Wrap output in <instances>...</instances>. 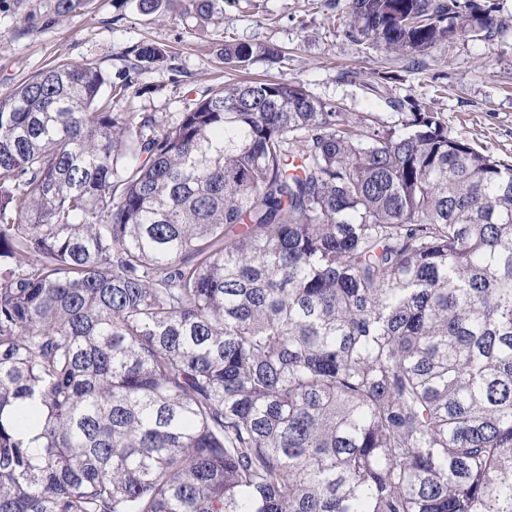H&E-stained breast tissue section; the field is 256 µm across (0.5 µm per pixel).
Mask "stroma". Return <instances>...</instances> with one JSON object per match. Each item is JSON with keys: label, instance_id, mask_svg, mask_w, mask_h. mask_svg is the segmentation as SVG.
<instances>
[{"label": "stroma", "instance_id": "stroma-1", "mask_svg": "<svg viewBox=\"0 0 512 512\" xmlns=\"http://www.w3.org/2000/svg\"><path fill=\"white\" fill-rule=\"evenodd\" d=\"M483 2L503 30L441 43L415 63L347 38L346 0H211L207 20L198 0H161L151 12L141 0H72L63 13L58 0H0V94L56 62H92L108 82L132 77L116 111L168 125L223 83L295 81L352 120L400 124L390 100L414 99L450 136L512 162V0ZM228 40L273 44L283 57L234 70L224 64ZM144 41L164 48L166 63L127 69L128 50Z\"/></svg>", "mask_w": 512, "mask_h": 512}]
</instances>
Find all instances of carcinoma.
Here are the masks:
<instances>
[{
  "mask_svg": "<svg viewBox=\"0 0 512 512\" xmlns=\"http://www.w3.org/2000/svg\"><path fill=\"white\" fill-rule=\"evenodd\" d=\"M348 7L411 59L506 25ZM105 84L0 96V512H512V164L410 98L232 82L161 126Z\"/></svg>",
  "mask_w": 512,
  "mask_h": 512,
  "instance_id": "carcinoma-1",
  "label": "carcinoma"
}]
</instances>
